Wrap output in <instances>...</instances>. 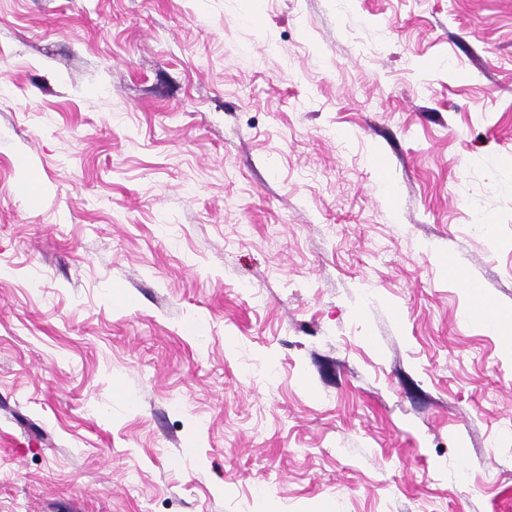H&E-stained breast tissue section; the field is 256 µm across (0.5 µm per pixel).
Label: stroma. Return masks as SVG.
<instances>
[{
    "label": "stroma",
    "instance_id": "1",
    "mask_svg": "<svg viewBox=\"0 0 512 512\" xmlns=\"http://www.w3.org/2000/svg\"><path fill=\"white\" fill-rule=\"evenodd\" d=\"M512 0H0V512H512Z\"/></svg>",
    "mask_w": 512,
    "mask_h": 512
}]
</instances>
